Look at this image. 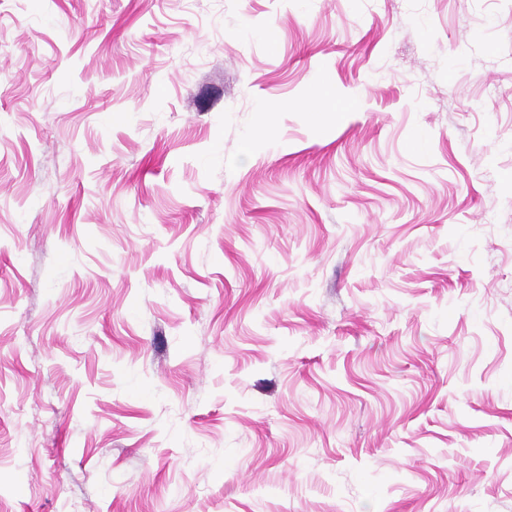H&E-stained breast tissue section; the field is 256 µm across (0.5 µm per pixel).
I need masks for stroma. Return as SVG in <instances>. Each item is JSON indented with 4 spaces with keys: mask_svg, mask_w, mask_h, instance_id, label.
Listing matches in <instances>:
<instances>
[{
    "mask_svg": "<svg viewBox=\"0 0 512 512\" xmlns=\"http://www.w3.org/2000/svg\"><path fill=\"white\" fill-rule=\"evenodd\" d=\"M0 512H512V0H0Z\"/></svg>",
    "mask_w": 512,
    "mask_h": 512,
    "instance_id": "1",
    "label": "stroma"
}]
</instances>
